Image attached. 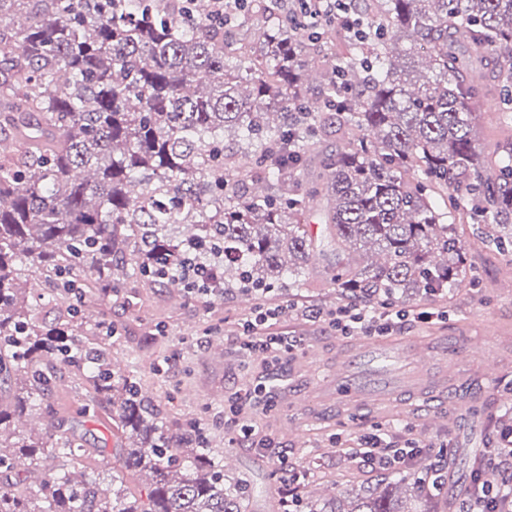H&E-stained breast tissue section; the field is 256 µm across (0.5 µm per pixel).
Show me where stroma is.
Masks as SVG:
<instances>
[{"label":"stroma","mask_w":512,"mask_h":512,"mask_svg":"<svg viewBox=\"0 0 512 512\" xmlns=\"http://www.w3.org/2000/svg\"><path fill=\"white\" fill-rule=\"evenodd\" d=\"M444 221L456 224L451 214ZM456 226L465 242L464 281L453 294L411 303L412 311L433 317L409 319L395 335L427 342L452 336L462 344L484 337L485 356L499 367L495 382L484 380L478 362L440 357L424 373L440 384L428 403L383 399L373 407L341 403L321 409L318 389L336 377V343L342 338L330 321L344 304L319 262L310 264L306 287L281 294L288 306L276 329L302 337L297 355L274 364L242 350L239 324L256 307L250 297L229 292L207 301L132 279L113 292L109 305V319L121 330L112 341V357L167 420L200 424L216 439L231 460L227 475L247 486V512H281L287 494L303 495L312 487L330 497L353 484L375 483L384 470L351 454L378 429L392 444L428 446L429 463L445 475L438 501L456 512L485 450L494 447L502 423L512 418V259L472 236L469 225ZM269 378L274 381L269 395L244 400L241 411L268 435L271 448L246 438L227 446L225 403ZM65 417L82 446L94 449L92 462L101 479L111 481L118 455L106 412L75 400ZM281 450L289 470L302 475L300 485L277 474L273 455Z\"/></svg>","instance_id":"1"}]
</instances>
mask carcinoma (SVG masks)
<instances>
[{"mask_svg":"<svg viewBox=\"0 0 512 512\" xmlns=\"http://www.w3.org/2000/svg\"><path fill=\"white\" fill-rule=\"evenodd\" d=\"M303 2L259 54L237 55L235 23L258 0H224L222 15L215 0H0V130L16 143L0 153V512H242L224 453L167 426L112 360L113 324L70 296L182 285L180 245L205 241L224 290L259 300L304 287L314 253L350 301L443 297L463 281V244L437 196L512 256V146L488 152L476 128L491 97L512 132V0H348L359 36L336 21L307 30ZM330 29L332 47L310 50ZM334 135L298 192L313 140ZM151 254L165 272L147 271ZM32 278L64 305L59 322L37 318ZM55 362L83 400L112 407L110 484L77 473L90 452L44 398ZM32 410L44 430L18 429ZM407 481L290 507L437 512Z\"/></svg>","mask_w":512,"mask_h":512,"instance_id":"1","label":"carcinoma"}]
</instances>
